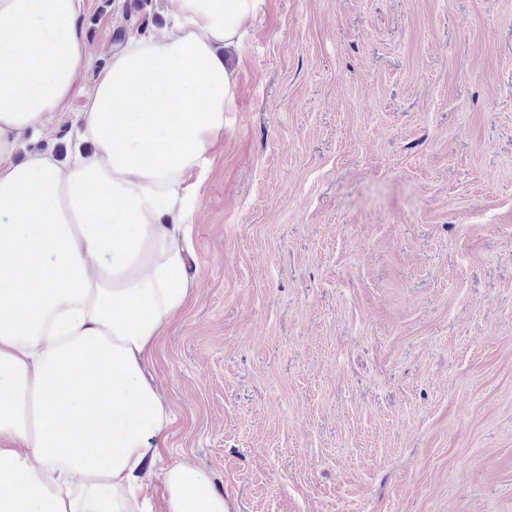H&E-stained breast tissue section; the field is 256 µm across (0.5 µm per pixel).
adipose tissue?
Listing matches in <instances>:
<instances>
[{
  "instance_id": "1",
  "label": "adipose tissue",
  "mask_w": 512,
  "mask_h": 512,
  "mask_svg": "<svg viewBox=\"0 0 512 512\" xmlns=\"http://www.w3.org/2000/svg\"><path fill=\"white\" fill-rule=\"evenodd\" d=\"M260 0H164L172 23L110 53L63 161L26 150L93 53L85 0H0V512H152L171 412L145 374L184 304L190 179L224 131ZM167 512H230L185 464Z\"/></svg>"
}]
</instances>
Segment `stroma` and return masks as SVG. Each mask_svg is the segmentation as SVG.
Instances as JSON below:
<instances>
[{
    "mask_svg": "<svg viewBox=\"0 0 512 512\" xmlns=\"http://www.w3.org/2000/svg\"><path fill=\"white\" fill-rule=\"evenodd\" d=\"M127 0L31 148L73 125ZM147 367L231 512H512V0H262Z\"/></svg>",
    "mask_w": 512,
    "mask_h": 512,
    "instance_id": "35a3bbf8",
    "label": "stroma"
}]
</instances>
